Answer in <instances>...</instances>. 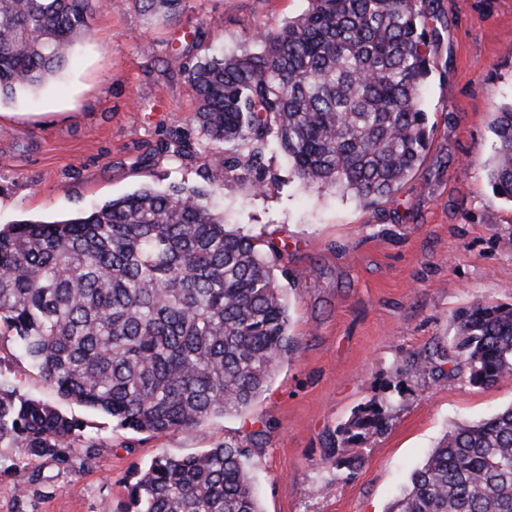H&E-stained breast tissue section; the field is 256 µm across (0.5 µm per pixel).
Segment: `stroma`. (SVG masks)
I'll return each mask as SVG.
<instances>
[{
  "label": "stroma",
  "mask_w": 512,
  "mask_h": 512,
  "mask_svg": "<svg viewBox=\"0 0 512 512\" xmlns=\"http://www.w3.org/2000/svg\"><path fill=\"white\" fill-rule=\"evenodd\" d=\"M306 0H185L157 23L133 0L97 11L67 66L40 90L0 102V226L53 221L148 184H202L198 163H175L170 144L204 146L194 93L175 55L185 31L203 49L249 50L261 30L299 15ZM432 73L423 107L433 131L419 166L374 207L291 175L265 152L267 190L212 168L214 204L231 228L281 248L279 283L296 351L280 362L250 418L229 415L148 436L60 399L11 343L0 378L85 421L101 444L94 469L43 463V496L17 508L23 449L0 447V512H106L126 501L134 469L161 451L201 453L227 440L252 445L264 512H387L453 424L512 404V378L479 388L466 366L427 374L414 361L447 347L458 310L512 305V204L486 177L489 123L512 102V0H428ZM403 394L389 429L359 449L355 473L325 467L330 435L360 404Z\"/></svg>",
  "instance_id": "obj_1"
}]
</instances>
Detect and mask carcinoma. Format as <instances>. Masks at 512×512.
I'll return each instance as SVG.
<instances>
[{"mask_svg": "<svg viewBox=\"0 0 512 512\" xmlns=\"http://www.w3.org/2000/svg\"><path fill=\"white\" fill-rule=\"evenodd\" d=\"M165 22L183 0H134ZM257 49L195 56L199 32L176 51L196 100L194 120L224 154H205V186H143L82 216L0 228V339L58 396L100 410L116 428L159 435L247 410L295 350L274 273L278 249L224 223L210 204L208 167L267 188L274 145L295 177L365 206L392 198L428 139L423 92L431 70L425 0H306ZM106 0H0V100L57 75ZM488 177L512 202V102L490 124ZM468 382L512 377V305L479 302L457 316L448 348L415 369L443 373L450 353ZM392 400L357 406L325 463L354 472L355 449L388 429ZM0 447L30 465L24 506L43 486L39 464L90 470L98 444L83 421L0 380ZM251 449L226 442L137 471L122 512H263ZM389 512H512V406L458 423L410 476Z\"/></svg>", "mask_w": 512, "mask_h": 512, "instance_id": "carcinoma-1", "label": "carcinoma"}]
</instances>
